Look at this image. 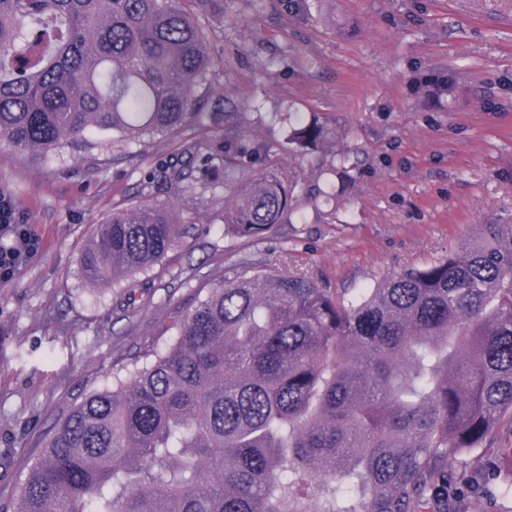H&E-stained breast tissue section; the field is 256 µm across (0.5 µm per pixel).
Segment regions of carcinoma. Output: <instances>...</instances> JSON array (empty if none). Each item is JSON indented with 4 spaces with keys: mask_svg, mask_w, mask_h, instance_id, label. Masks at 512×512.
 Instances as JSON below:
<instances>
[{
    "mask_svg": "<svg viewBox=\"0 0 512 512\" xmlns=\"http://www.w3.org/2000/svg\"><path fill=\"white\" fill-rule=\"evenodd\" d=\"M221 0H0V147L87 149L96 132L148 143L209 121L160 160L185 212L212 208L240 238L305 223L312 198L360 165L355 131L316 113L225 111L202 20ZM322 0H280L288 15ZM316 57L273 55L296 73ZM455 76L426 68L415 99L442 112ZM279 127L284 142L245 138ZM287 146L294 163L273 153ZM317 159L308 169L305 160ZM24 225L0 209V231ZM187 233L164 205L118 207L81 257L94 288H131ZM177 337L112 373L57 424L0 512H484L512 497V224L368 288L331 292L290 272L230 269ZM487 468L469 465L471 454Z\"/></svg>",
    "mask_w": 512,
    "mask_h": 512,
    "instance_id": "obj_1",
    "label": "carcinoma"
}]
</instances>
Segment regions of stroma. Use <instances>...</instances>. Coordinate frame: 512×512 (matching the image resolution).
I'll return each instance as SVG.
<instances>
[{
    "label": "stroma",
    "mask_w": 512,
    "mask_h": 512,
    "mask_svg": "<svg viewBox=\"0 0 512 512\" xmlns=\"http://www.w3.org/2000/svg\"><path fill=\"white\" fill-rule=\"evenodd\" d=\"M209 49L214 96L357 127L359 173L337 184L332 222L320 202L305 223L247 240L219 210L185 216L189 231L152 270L148 299L124 311L120 287L85 284L80 257L114 208H179L174 184L141 179L180 139L142 151L109 142L47 156L0 149V194L37 240L0 279V448L14 451L0 465V499L16 494L59 417L110 385L118 360L165 344L173 311L193 309L242 261L350 291L447 254L476 225L512 222V108H498L512 105V0H323L316 21L293 23L278 0H224ZM281 51H310L316 62L299 76L264 69ZM428 66L464 72L453 111L412 97L411 75Z\"/></svg>",
    "instance_id": "1"
}]
</instances>
